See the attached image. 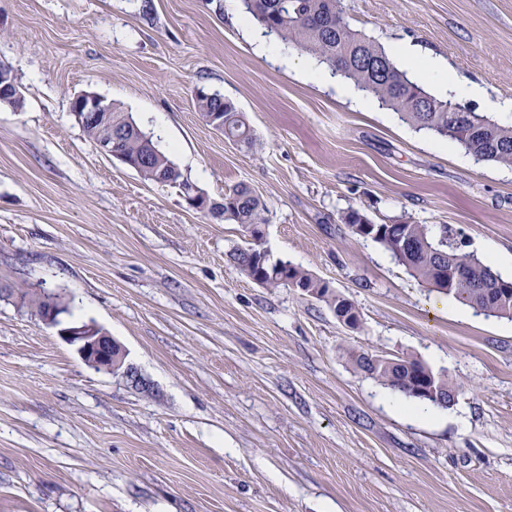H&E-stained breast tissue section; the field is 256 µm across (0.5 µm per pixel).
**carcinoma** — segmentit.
Segmentation results:
<instances>
[{"label": "carcinoma", "mask_w": 512, "mask_h": 512, "mask_svg": "<svg viewBox=\"0 0 512 512\" xmlns=\"http://www.w3.org/2000/svg\"><path fill=\"white\" fill-rule=\"evenodd\" d=\"M241 4L244 13L265 33L313 55L417 130L450 140L480 161L512 166V126L500 125L477 112H465L463 106L429 93L397 67L384 46L350 27L338 8V0H241ZM196 106L204 119L213 112L223 113L224 137L232 136L249 148L256 145L247 116L220 93L198 91ZM83 131L95 143L120 135L119 150L131 162H140L138 174L148 182L176 185L184 194L194 186L154 140L146 139L138 127L127 122L126 113L116 107L101 121L83 126ZM266 213L260 198L245 184L224 193L222 201H211L212 217L246 229L267 223ZM368 233L376 235L375 242L432 290L486 316L512 320V280L454 246L452 230L447 226L435 233L425 224L406 222L396 233L385 224H377ZM231 260L248 278L262 275L263 287L278 288L291 279L337 315L356 311L354 304L336 295L327 282L302 267L271 258L254 243L236 249ZM459 267L466 271L460 278L452 274ZM354 363L359 370L407 397L416 399L420 388L434 387L437 397L429 399L434 405L449 406L455 392L447 376L434 373L414 359L378 360L372 354L360 353L354 356Z\"/></svg>", "instance_id": "cac0c4a2"}]
</instances>
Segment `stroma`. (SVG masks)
<instances>
[{
	"label": "stroma",
	"mask_w": 512,
	"mask_h": 512,
	"mask_svg": "<svg viewBox=\"0 0 512 512\" xmlns=\"http://www.w3.org/2000/svg\"><path fill=\"white\" fill-rule=\"evenodd\" d=\"M0 0V512H512V321L439 298L375 224L448 225L462 250L512 255V167L442 145L319 62L244 23L238 0ZM352 29L413 44L512 125V0H341ZM245 112L253 151L207 125L197 89ZM91 91L131 113L213 199L264 201L261 245L330 283L356 328L229 255L248 237L100 153L71 111ZM122 347L132 383L97 370L21 290ZM414 358L457 386L431 416L359 372ZM26 296L29 297V301L32 305H34L37 309L38 314L42 312V310L46 307L47 302L44 299L49 298L48 295L45 294H35L24 292L22 294V298ZM66 309V305L60 300V298H54L52 302H50L49 308L43 312L40 316L46 324H50L55 326L58 320L57 315L59 312Z\"/></svg>",
	"instance_id": "stroma-1"
}]
</instances>
